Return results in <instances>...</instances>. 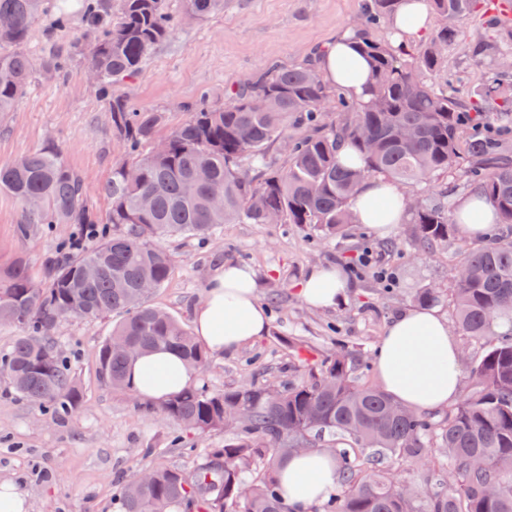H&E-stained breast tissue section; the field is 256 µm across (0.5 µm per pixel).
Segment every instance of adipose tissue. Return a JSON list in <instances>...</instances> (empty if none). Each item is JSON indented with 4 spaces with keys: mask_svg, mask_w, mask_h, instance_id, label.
<instances>
[{
    "mask_svg": "<svg viewBox=\"0 0 512 512\" xmlns=\"http://www.w3.org/2000/svg\"><path fill=\"white\" fill-rule=\"evenodd\" d=\"M319 67L324 78L345 94L367 100L369 65L356 49L352 30L336 35ZM350 208L359 224L380 237L401 223L405 196L392 181L379 177L360 186ZM453 219L473 237L482 236L497 221L494 209L477 195L460 198ZM348 288L339 267L318 265L303 276L299 296L311 307L330 309L344 301ZM192 326L197 341L216 358L236 355L267 333L270 315L259 298L255 271L238 262L217 266L203 300L193 310ZM375 371L387 394L416 410L432 411L453 403L460 388V354L446 320L429 308L411 309L393 319L379 343ZM128 378L140 398L155 402L193 382L180 356L164 349L135 358L128 366ZM277 480L290 512H310L335 492L336 460L319 449L289 456L279 463Z\"/></svg>",
    "mask_w": 512,
    "mask_h": 512,
    "instance_id": "adipose-tissue-1",
    "label": "adipose tissue"
}]
</instances>
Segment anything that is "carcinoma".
<instances>
[{"instance_id":"obj_1","label":"carcinoma","mask_w":512,"mask_h":512,"mask_svg":"<svg viewBox=\"0 0 512 512\" xmlns=\"http://www.w3.org/2000/svg\"><path fill=\"white\" fill-rule=\"evenodd\" d=\"M442 19L441 28L416 48H394L373 37L371 26L386 23L405 0H365L355 34L370 65L369 101L336 93L341 115L327 121L329 91L310 61L295 67H271L218 107L202 99L165 137V151L152 146L166 115L110 96L112 83L135 73L147 54L174 33L177 18L167 0H83L82 16L94 38L85 47L87 69L98 74L94 89L112 115V128L132 160L112 169L102 193L110 202L112 230L84 240L79 234L57 243L64 253L45 262L33 276L16 258L0 268V324H15L18 336L0 365H10L15 394L39 405L53 419L77 411L82 393L68 360L55 340L68 319L107 314L120 320L103 341L98 372L114 389L129 390L132 358L111 348L130 341L137 353L168 349L200 371L208 355L187 325L171 313L147 304L140 284L160 289L173 260L160 240L172 235L207 238L225 224L278 223L307 226L321 240L353 223L349 201L359 184L385 174L422 194L423 186L467 161L468 181L496 208L499 224L477 248L456 235L448 192L436 204L409 207L414 234L410 246L432 251L455 247L451 296L460 332L485 342L466 376L460 402L441 419L393 401L362 381V362L345 351L323 359L301 384H285L273 395L252 385L222 392L187 388L161 407L163 415L188 431L224 428V416L241 411L248 424L210 448L192 479L162 466L140 494L119 487L120 512H289L281 499L276 468L289 448H313L326 438L341 472L336 493L314 512H512V157L500 129L487 114L512 121V91L504 89L496 50L482 86L455 98L432 82L444 62L437 46L456 34L448 19L460 22L478 8L477 0H427ZM47 0H0V114L14 110L37 79L36 66L61 73L69 56L57 52L35 60L25 49ZM224 11V0H181L182 19L205 20ZM269 98L272 108L263 107ZM307 134L288 139V127ZM411 127L415 139L401 143L398 130ZM350 143L352 168L337 157L338 144ZM288 144L280 164L269 151ZM206 181L197 180L199 172ZM0 193L22 206L17 232L33 224H74L99 220L84 197L82 180L57 148L45 145L0 163ZM151 208H142L144 199ZM87 266L99 269L86 279ZM425 462L423 487L396 479L387 464L410 467Z\"/></svg>"}]
</instances>
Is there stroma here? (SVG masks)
<instances>
[{
    "instance_id": "35a3bbf8",
    "label": "stroma",
    "mask_w": 512,
    "mask_h": 512,
    "mask_svg": "<svg viewBox=\"0 0 512 512\" xmlns=\"http://www.w3.org/2000/svg\"><path fill=\"white\" fill-rule=\"evenodd\" d=\"M63 5L73 15L70 27L51 29L49 17H42L26 43L33 57L72 51L76 42L87 40L79 18L81 0L50 3L54 9ZM361 9L362 0H227L223 12L205 21L181 22L174 36L152 49L139 72L115 85L112 93L138 107L165 112L167 125L157 133L165 138L200 97L224 105L234 89L270 65L293 67L315 58L336 33L355 27ZM499 42L498 31L486 25L483 13L459 23L456 37L444 49L437 85L450 91L479 88L491 65L487 48ZM46 144L55 146L80 175L88 204L100 220H107L110 205L100 188L128 155L112 130L104 102L87 81L82 55L74 54L62 75L38 78L14 110L0 117V163ZM20 220L19 203L0 194V267L21 256L33 275H41L55 244L69 237L73 227L35 224L22 237L17 233ZM411 231L404 221L382 238L354 224L349 237L319 243L312 231L294 224H226L204 241L170 236L163 245L173 257V270L148 302L187 323L217 263L232 259L256 272L262 303L278 304L270 312L269 332L235 356L210 359L205 370L196 373L195 386L212 391L243 383L268 388L307 381L305 358L330 355L339 348L373 364L388 323L413 309L412 293L421 288L440 292L435 309L450 321L461 368L469 370L481 346L452 323L453 307L446 297L452 251L440 248L422 254L385 248L387 239L405 240ZM366 248L388 264L392 288H383L372 270L364 269L349 275L348 296L335 309H316L300 300L298 284L309 268H348ZM111 330L107 316L71 320L59 331L82 391L72 416L50 419L16 396L8 377L0 374V481L26 489L29 512H119L117 487L132 471L160 464L190 476L206 449L224 445V431L183 430L162 416L160 406L100 381L98 350Z\"/></svg>"
}]
</instances>
